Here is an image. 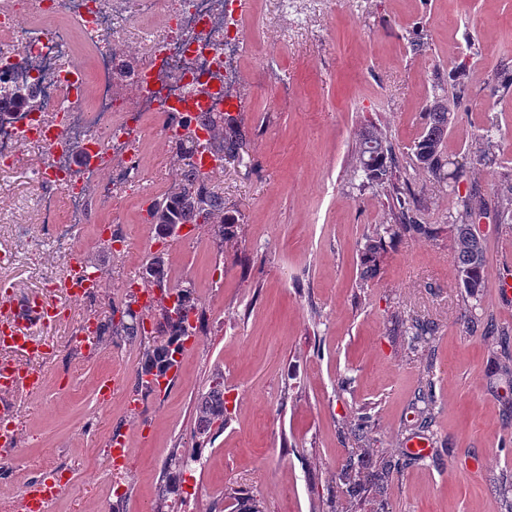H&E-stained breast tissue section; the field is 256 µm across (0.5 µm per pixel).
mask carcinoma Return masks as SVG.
Listing matches in <instances>:
<instances>
[{"instance_id": "cac0c4a2", "label": "carcinoma", "mask_w": 512, "mask_h": 512, "mask_svg": "<svg viewBox=\"0 0 512 512\" xmlns=\"http://www.w3.org/2000/svg\"><path fill=\"white\" fill-rule=\"evenodd\" d=\"M468 84L467 65L458 63L449 73L448 88L451 96L436 95L426 107V122L423 133L414 147L416 164L436 178H451L449 196L460 222L448 225L455 247V263L458 283L468 298L473 300L469 310V323H483L481 307L484 288V238L474 220L488 215V207L480 188V176L484 169L496 163L493 147V127L483 129L480 139L483 147L474 156L472 166L458 168L448 173V155L444 141L451 123L450 103L457 102L465 93ZM31 94L17 85L0 86V101L7 100L26 105ZM204 128L209 142L206 150L226 159H242L250 140V132L242 121L227 112L218 117H207ZM198 140L188 132L181 138L175 153L177 175L169 191L152 199L148 208L150 223L155 225L158 236H168L172 225L214 224L216 236L224 241L234 234L238 216L224 209V194L215 189L209 176H200L191 171L190 161L199 153ZM356 164L362 172L361 186L381 187L391 199L389 222L379 225L368 237L360 253L361 280L372 277L379 269L388 244L412 235L435 239L441 228L423 221L421 204L411 194L406 167L400 162L394 147L384 140L374 127L361 133L356 148ZM468 182V190L460 191V183ZM143 279L163 290L161 300L168 294L177 296L174 306L160 308V337L145 346L141 366L137 374V388L147 393L153 391L147 377L165 364H173L184 351L183 340L188 335L186 328L190 311L197 309L193 289L181 286L167 287L166 273L161 258H154L143 271ZM411 333L412 348L422 349L434 339L438 326L433 321L415 320L407 327ZM121 333L131 339L146 335L143 318L132 309L121 312L119 321L103 326V332ZM217 376L215 385L204 395L197 408L198 440L210 439L213 426L224 427V383Z\"/></svg>"}]
</instances>
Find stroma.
Wrapping results in <instances>:
<instances>
[{"label":"stroma","mask_w":512,"mask_h":512,"mask_svg":"<svg viewBox=\"0 0 512 512\" xmlns=\"http://www.w3.org/2000/svg\"><path fill=\"white\" fill-rule=\"evenodd\" d=\"M248 7L259 18L260 48L244 59L233 108L251 132L248 157L213 177L240 218L234 239L220 242L207 224L159 238L135 196L123 203L120 249L104 234L111 210L74 227L78 255L105 286L52 327L31 329L52 346L35 364L47 385L12 399L20 441L0 466V499L16 505L23 485L49 468L67 480L52 512H234L241 497L263 512H506L499 485L512 483V371L500 339L468 326L450 232L400 238L361 281L359 250L390 199L361 188L354 146L365 126L386 135L410 167L426 222L444 226L448 183L410 166L409 150L428 101L467 61V95L453 110L445 151L468 166L480 129L495 127L497 162L481 184L495 208L512 213V196L498 192L512 175V92L492 98L487 90L497 71L512 67V0H305L298 26L267 0ZM416 40L423 49L413 48ZM142 143L144 166L166 193L174 155L155 121L145 123ZM39 160L23 146L17 167L0 170V246L17 255L0 269V286L19 301L61 304L70 260L52 252V228L33 225L29 243L11 234L14 214L36 215L27 178ZM479 226L484 316L512 336V298L500 294L512 271V224L484 218ZM157 255L169 286L191 283L211 319L173 385L133 409L139 342L106 336L97 353L76 349L83 324L123 308ZM401 319L438 325L430 350H411L396 329ZM217 372L226 424L196 462L172 467L195 446L196 407ZM106 376L119 385L102 408L96 389ZM422 392L435 415L424 458L405 447L418 433ZM364 413L370 427L360 442L350 429ZM117 431L130 448L118 477L103 452ZM382 456L402 463L386 495L349 498L343 469Z\"/></svg>","instance_id":"1"}]
</instances>
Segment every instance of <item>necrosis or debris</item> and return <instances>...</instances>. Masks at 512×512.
Returning a JSON list of instances; mask_svg holds the SVG:
<instances>
[{
	"label": "necrosis or debris",
	"instance_id": "necrosis-or-debris-1",
	"mask_svg": "<svg viewBox=\"0 0 512 512\" xmlns=\"http://www.w3.org/2000/svg\"><path fill=\"white\" fill-rule=\"evenodd\" d=\"M245 0H0V82L34 89L38 106L0 125V168L19 141L54 132L106 156L109 175L76 169L67 150L45 153L32 182L52 245L72 251L68 228L120 210L132 189L150 193L140 133L158 118L168 143L182 120L224 112L234 99L248 35Z\"/></svg>",
	"mask_w": 512,
	"mask_h": 512
}]
</instances>
